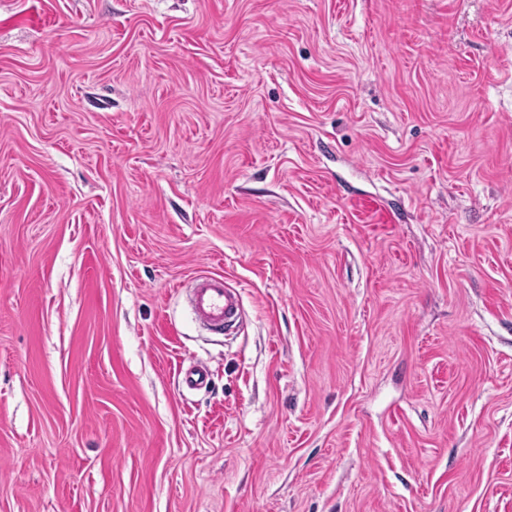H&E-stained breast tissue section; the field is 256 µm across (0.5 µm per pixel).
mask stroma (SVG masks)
<instances>
[{
	"label": "stroma",
	"instance_id": "1",
	"mask_svg": "<svg viewBox=\"0 0 512 512\" xmlns=\"http://www.w3.org/2000/svg\"><path fill=\"white\" fill-rule=\"evenodd\" d=\"M0 512H512V0H0ZM191 305L196 317L216 331L232 326L241 311L238 291L219 274L196 277Z\"/></svg>",
	"mask_w": 512,
	"mask_h": 512
}]
</instances>
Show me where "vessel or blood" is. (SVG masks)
Here are the masks:
<instances>
[{
    "label": "vessel or blood",
    "mask_w": 512,
    "mask_h": 512,
    "mask_svg": "<svg viewBox=\"0 0 512 512\" xmlns=\"http://www.w3.org/2000/svg\"><path fill=\"white\" fill-rule=\"evenodd\" d=\"M191 305L196 317L217 331L232 326L241 311L238 291L219 274L196 277Z\"/></svg>",
    "instance_id": "vessel-or-blood-1"
}]
</instances>
